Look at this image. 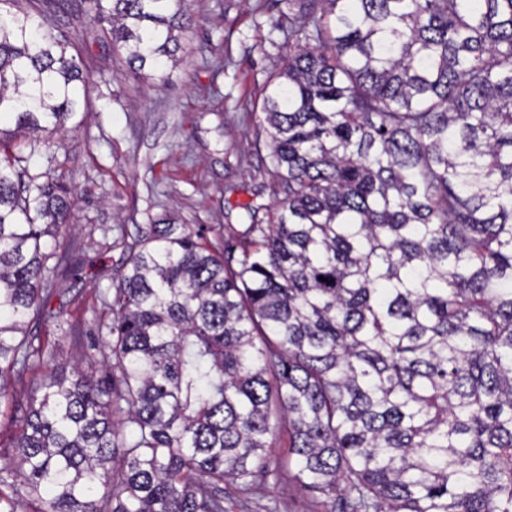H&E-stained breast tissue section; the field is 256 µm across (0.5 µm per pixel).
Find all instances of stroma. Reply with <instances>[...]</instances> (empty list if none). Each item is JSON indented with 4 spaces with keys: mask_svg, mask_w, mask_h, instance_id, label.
<instances>
[{
    "mask_svg": "<svg viewBox=\"0 0 512 512\" xmlns=\"http://www.w3.org/2000/svg\"><path fill=\"white\" fill-rule=\"evenodd\" d=\"M278 0H191L184 33L186 60L168 84L146 86L113 78L112 46H91L97 70L86 85L90 110L55 134L54 148L30 160L31 173L56 165L74 194L72 240L83 263L60 287L48 316L65 309L71 332L52 330L60 359L96 372L98 352L90 333L110 282L102 270L120 264L114 230L128 232L157 222L190 224L215 242L224 225L240 226L241 204H272L277 187L269 174V149L256 139L268 80L288 53V20ZM223 49L226 66L200 64L209 47ZM28 372L9 389L0 416V466L42 378ZM226 512H326L324 496L303 490L293 469L277 467L265 489L246 496L224 487Z\"/></svg>",
    "mask_w": 512,
    "mask_h": 512,
    "instance_id": "stroma-1",
    "label": "stroma"
}]
</instances>
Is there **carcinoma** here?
Here are the masks:
<instances>
[{
	"instance_id": "1",
	"label": "carcinoma",
	"mask_w": 512,
	"mask_h": 512,
	"mask_svg": "<svg viewBox=\"0 0 512 512\" xmlns=\"http://www.w3.org/2000/svg\"><path fill=\"white\" fill-rule=\"evenodd\" d=\"M0 1V405L47 368L0 512H225L283 430L327 512H512V0H282L284 197L216 245L119 228L107 385L46 329L79 258L71 189L29 165L89 110L94 59L57 0ZM85 3L116 74L170 79L189 0Z\"/></svg>"
}]
</instances>
